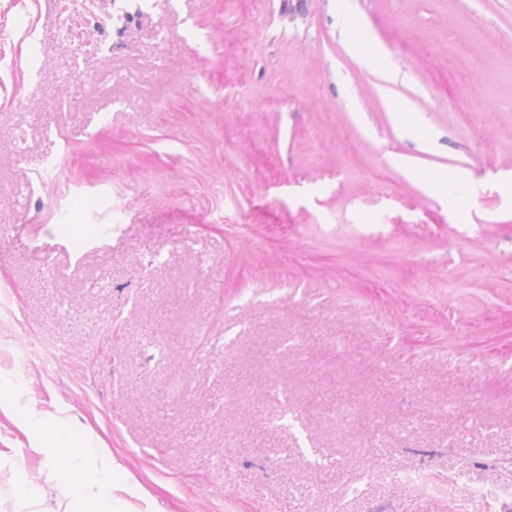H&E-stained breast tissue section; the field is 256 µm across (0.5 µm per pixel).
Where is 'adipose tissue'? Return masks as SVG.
<instances>
[{
	"mask_svg": "<svg viewBox=\"0 0 512 512\" xmlns=\"http://www.w3.org/2000/svg\"><path fill=\"white\" fill-rule=\"evenodd\" d=\"M25 386L22 376L0 371V410L32 434L30 447L0 448V470L10 472L16 492L13 512H157L150 496L124 480L123 463L100 437L72 444L70 417L49 422L36 410L18 408L15 397ZM32 454L41 458L39 469L27 463Z\"/></svg>",
	"mask_w": 512,
	"mask_h": 512,
	"instance_id": "ef3b65f1",
	"label": "adipose tissue"
}]
</instances>
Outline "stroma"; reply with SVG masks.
<instances>
[{"mask_svg": "<svg viewBox=\"0 0 512 512\" xmlns=\"http://www.w3.org/2000/svg\"><path fill=\"white\" fill-rule=\"evenodd\" d=\"M346 6L0 0V370L163 512H512V0Z\"/></svg>", "mask_w": 512, "mask_h": 512, "instance_id": "1", "label": "stroma"}]
</instances>
